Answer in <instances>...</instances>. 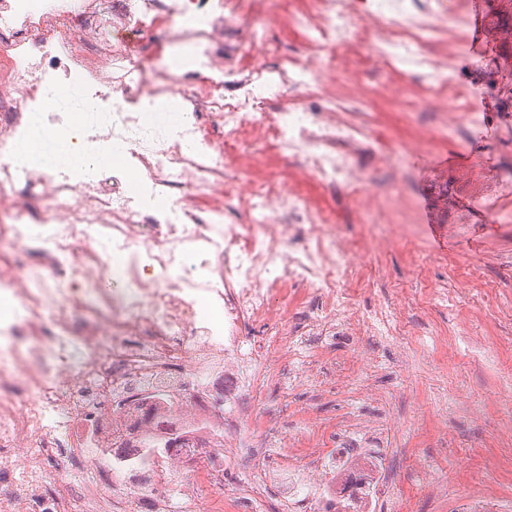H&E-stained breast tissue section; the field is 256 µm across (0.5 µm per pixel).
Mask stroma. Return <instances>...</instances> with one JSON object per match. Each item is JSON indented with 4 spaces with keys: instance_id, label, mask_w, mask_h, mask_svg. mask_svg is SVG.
<instances>
[{
    "instance_id": "35a3bbf8",
    "label": "stroma",
    "mask_w": 512,
    "mask_h": 512,
    "mask_svg": "<svg viewBox=\"0 0 512 512\" xmlns=\"http://www.w3.org/2000/svg\"><path fill=\"white\" fill-rule=\"evenodd\" d=\"M489 7L487 40L463 28L453 71L469 106L483 114L467 139L446 129L447 110L374 106L391 139L420 126L435 130L434 146L407 158L408 187L388 207L417 251L395 243L378 274L355 286L362 312L400 310L402 335L337 340L319 359L320 389L269 382L255 403L257 422L238 437L248 448L264 429L289 435L312 420L332 448L352 423L378 426L391 476L381 512H458L460 497L489 491L501 512H512V140L499 134L507 103L498 85L499 75L512 74V0ZM490 179L498 182L491 198L482 192ZM434 225L447 249L436 247ZM251 467L247 457L229 463L223 489L202 495L195 508L173 493L171 512H232L250 481L257 512H279L288 474L274 468L257 481Z\"/></svg>"
}]
</instances>
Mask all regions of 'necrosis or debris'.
Returning <instances> with one entry per match:
<instances>
[{
	"instance_id": "4bbe7bcc",
	"label": "necrosis or debris",
	"mask_w": 512,
	"mask_h": 512,
	"mask_svg": "<svg viewBox=\"0 0 512 512\" xmlns=\"http://www.w3.org/2000/svg\"><path fill=\"white\" fill-rule=\"evenodd\" d=\"M274 10L302 56L282 58ZM459 23L449 0H112L105 18L97 0H0V471L21 469L0 512H168L173 482L193 499L220 490L224 446L251 417L243 399L285 358L318 357L338 332L398 333L397 312L372 322L352 286L396 241L379 224L404 192L401 155L433 139L388 141L368 98L398 96V76L435 81L454 101L449 126L480 124L443 80ZM103 25L92 43L71 35ZM148 35L173 49L161 65L130 51ZM366 75L369 95L353 86ZM66 87L87 125L49 107ZM36 130L124 153L87 173L46 167L15 149ZM302 176L348 190L375 232H344ZM151 409L190 447L116 459L151 432ZM53 448L74 467L94 461L93 480L49 483ZM304 464L305 504L371 512L383 460L367 446L316 447Z\"/></svg>"
}]
</instances>
